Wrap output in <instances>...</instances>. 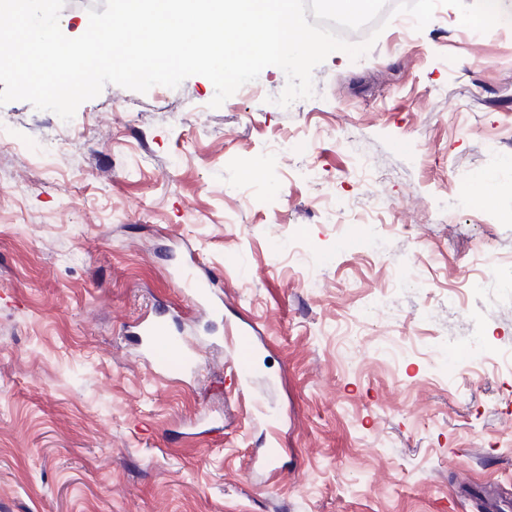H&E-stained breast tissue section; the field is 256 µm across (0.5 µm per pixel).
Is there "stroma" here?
Instances as JSON below:
<instances>
[{"label": "stroma", "mask_w": 512, "mask_h": 512, "mask_svg": "<svg viewBox=\"0 0 512 512\" xmlns=\"http://www.w3.org/2000/svg\"><path fill=\"white\" fill-rule=\"evenodd\" d=\"M404 21L286 107L275 66L217 108L200 75L106 85L67 122L0 105V512L512 496V373L458 359L512 352V38L447 5ZM187 265L222 283L223 319L181 292ZM153 309L197 379L138 357ZM241 331L261 416L228 368Z\"/></svg>", "instance_id": "35a3bbf8"}]
</instances>
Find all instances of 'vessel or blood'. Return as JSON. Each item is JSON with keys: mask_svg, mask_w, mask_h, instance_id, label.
<instances>
[{"mask_svg": "<svg viewBox=\"0 0 512 512\" xmlns=\"http://www.w3.org/2000/svg\"><path fill=\"white\" fill-rule=\"evenodd\" d=\"M179 280L198 302L212 305L214 312H221V305L212 302V289L200 283L192 270L181 271ZM135 334L139 338L146 360L157 376L182 378L195 373L197 362L191 356L184 339L173 331L172 324L164 313L142 316L135 324ZM236 344L233 371L238 389L243 392L247 389L252 372V346L249 338L242 335L238 336Z\"/></svg>", "mask_w": 512, "mask_h": 512, "instance_id": "b4317fda", "label": "vessel or blood"}]
</instances>
